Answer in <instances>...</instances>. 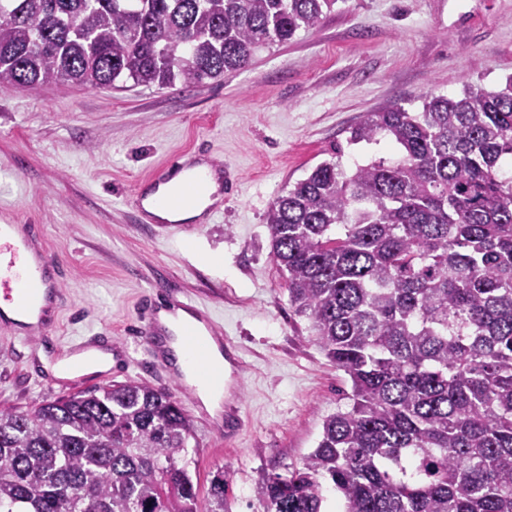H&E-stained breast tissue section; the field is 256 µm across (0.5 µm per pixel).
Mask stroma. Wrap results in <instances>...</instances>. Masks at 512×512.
<instances>
[{"label": "stroma", "instance_id": "obj_1", "mask_svg": "<svg viewBox=\"0 0 512 512\" xmlns=\"http://www.w3.org/2000/svg\"><path fill=\"white\" fill-rule=\"evenodd\" d=\"M511 75L512 0H338L319 27L258 50L229 78L164 89L0 88V222L40 225L50 254L70 266L45 345L0 326V405L28 410L87 389L50 382L36 354L93 336L133 358L103 384L167 387L127 326L153 285L183 289L250 365L235 445L176 392L194 422L197 502L206 506L220 472L226 512H267L263 476L300 465L350 391L288 302L270 257V204L335 144L347 166L395 158L386 140L347 145L364 113L394 104L415 112L422 93L455 96L468 82L494 89ZM202 144L236 174L224 183L223 214L188 228L141 222L130 205L137 180Z\"/></svg>", "mask_w": 512, "mask_h": 512}]
</instances>
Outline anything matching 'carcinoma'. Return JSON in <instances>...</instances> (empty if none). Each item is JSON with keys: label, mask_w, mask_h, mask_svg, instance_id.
<instances>
[{"label": "carcinoma", "mask_w": 512, "mask_h": 512, "mask_svg": "<svg viewBox=\"0 0 512 512\" xmlns=\"http://www.w3.org/2000/svg\"><path fill=\"white\" fill-rule=\"evenodd\" d=\"M338 0H0V87L186 86L319 26ZM390 106L266 214L270 256L351 383L268 512H512V76ZM175 394L134 380L0 408V512H198ZM206 512H224V473Z\"/></svg>", "instance_id": "cac0c4a2"}]
</instances>
